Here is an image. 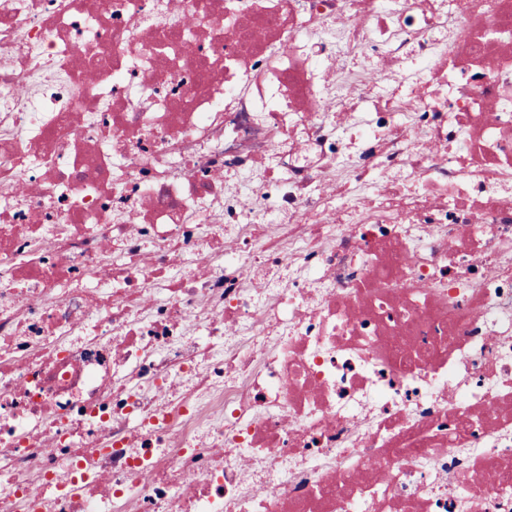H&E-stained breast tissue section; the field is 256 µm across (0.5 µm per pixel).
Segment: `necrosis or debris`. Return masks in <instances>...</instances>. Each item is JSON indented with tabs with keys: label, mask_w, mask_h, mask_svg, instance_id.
I'll use <instances>...</instances> for the list:
<instances>
[{
	"label": "necrosis or debris",
	"mask_w": 512,
	"mask_h": 512,
	"mask_svg": "<svg viewBox=\"0 0 512 512\" xmlns=\"http://www.w3.org/2000/svg\"><path fill=\"white\" fill-rule=\"evenodd\" d=\"M0 512H512V0H0Z\"/></svg>",
	"instance_id": "1"
}]
</instances>
